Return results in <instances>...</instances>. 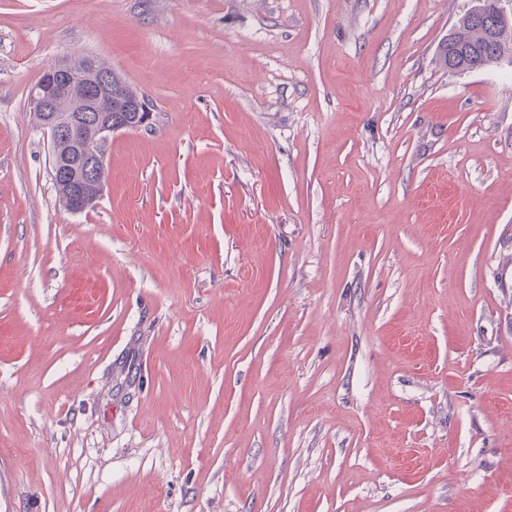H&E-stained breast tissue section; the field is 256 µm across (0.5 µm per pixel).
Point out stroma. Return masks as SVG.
Segmentation results:
<instances>
[{"mask_svg": "<svg viewBox=\"0 0 512 512\" xmlns=\"http://www.w3.org/2000/svg\"><path fill=\"white\" fill-rule=\"evenodd\" d=\"M470 0H0V512H512V66ZM156 106L67 211L29 90ZM474 5L467 11H488L493 10L494 14L500 20H512V1L511 0H472ZM503 3H507L509 8H505ZM492 12H487L482 18L476 20H464L462 26L456 29L454 35L458 39V43H462L463 47L471 50L470 56L488 55L490 45L484 39V34L494 28V32L498 31L501 40L504 38L512 43V23L507 28L504 23L496 20V16ZM491 38L495 41L493 52L482 63H472L466 54L459 55L448 49V70L462 74L499 66L505 62L512 66V46L508 43L496 42L495 36Z\"/></svg>", "mask_w": 512, "mask_h": 512, "instance_id": "stroma-1", "label": "stroma"}]
</instances>
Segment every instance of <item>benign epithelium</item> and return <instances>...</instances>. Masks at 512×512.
Wrapping results in <instances>:
<instances>
[{"label":"benign epithelium","mask_w":512,"mask_h":512,"mask_svg":"<svg viewBox=\"0 0 512 512\" xmlns=\"http://www.w3.org/2000/svg\"><path fill=\"white\" fill-rule=\"evenodd\" d=\"M470 11L491 10L500 20H512V0H472ZM512 66V46L497 42L481 63L448 52V70L468 73ZM29 102L38 128L50 145L51 177L65 209L81 213L104 191V162L115 135L150 130L156 112L149 97L128 83L99 73V59L85 56L51 62L32 88Z\"/></svg>","instance_id":"obj_1"}]
</instances>
